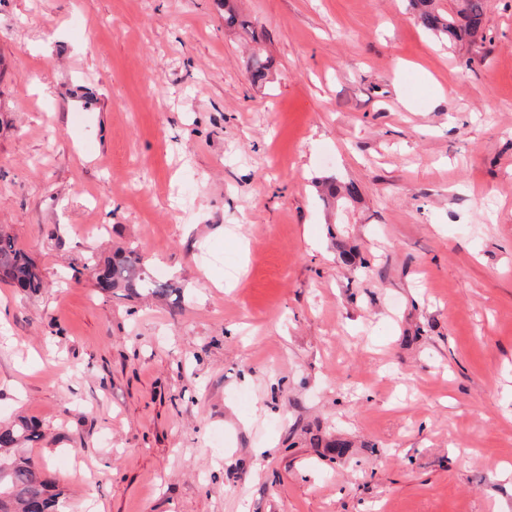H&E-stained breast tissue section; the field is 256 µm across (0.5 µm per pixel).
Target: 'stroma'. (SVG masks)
<instances>
[{"instance_id":"35a3bbf8","label":"stroma","mask_w":512,"mask_h":512,"mask_svg":"<svg viewBox=\"0 0 512 512\" xmlns=\"http://www.w3.org/2000/svg\"><path fill=\"white\" fill-rule=\"evenodd\" d=\"M237 5L262 86L215 0H0V420L70 512H512V0ZM457 14L462 23L456 24L451 16L436 7V0H410L420 25L438 39L473 36L481 28L485 14V0H460ZM0 280L24 291L37 292L42 280L32 259L15 238L0 230ZM97 285L106 293L130 298L142 293L169 297L180 289L171 282L155 280L145 256L134 248L115 250L99 271Z\"/></svg>"}]
</instances>
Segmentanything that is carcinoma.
<instances>
[{
  "mask_svg": "<svg viewBox=\"0 0 512 512\" xmlns=\"http://www.w3.org/2000/svg\"><path fill=\"white\" fill-rule=\"evenodd\" d=\"M224 7V25L239 35L256 40L251 22L235 8L233 0H220ZM457 14L461 23L441 12L436 0H410L420 25L443 40L472 36L481 28L485 0H460ZM253 83L267 78L269 61L260 54L249 60ZM0 280L24 291L36 292L42 280L32 259L17 245L15 238L0 230ZM97 285L106 293L136 297L143 293L169 297L179 291L175 284L158 281L151 275L145 256L134 248L117 249L98 273ZM43 437L42 424L32 419L0 422V512H63L61 491L47 479L38 462L25 455V445Z\"/></svg>",
  "mask_w": 512,
  "mask_h": 512,
  "instance_id": "carcinoma-1",
  "label": "carcinoma"
}]
</instances>
